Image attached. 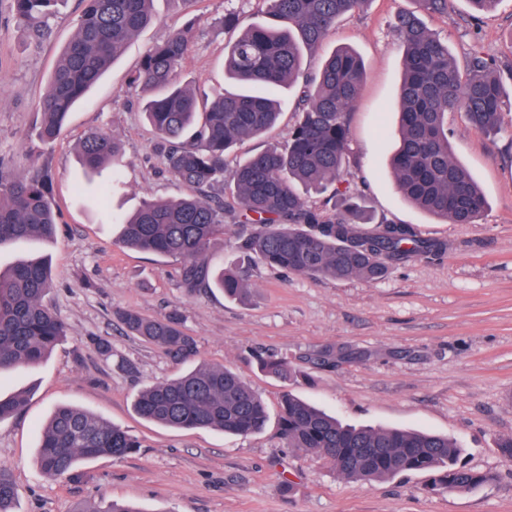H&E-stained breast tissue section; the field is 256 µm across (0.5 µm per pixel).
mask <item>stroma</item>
Here are the masks:
<instances>
[{
  "label": "stroma",
  "instance_id": "1",
  "mask_svg": "<svg viewBox=\"0 0 512 512\" xmlns=\"http://www.w3.org/2000/svg\"><path fill=\"white\" fill-rule=\"evenodd\" d=\"M261 7V0H200L180 84L210 94L233 90L224 75L228 37L218 20L234 9L244 23H259ZM414 7L413 0H371L364 13L338 22L304 64L316 67L341 46L362 57L366 73L349 116L346 182L376 219L412 225L422 237L447 241L449 251L394 266L376 282L314 278L255 258L240 267L247 296L232 301L215 288L187 291L179 260L116 244L91 193L76 191L85 181L78 142L97 129L123 146L114 209L186 194L164 170L142 112L146 92L128 82L142 57L185 24L179 0H154L156 22L133 37L47 147L29 133L75 33L79 0L61 10L51 38L39 45L17 21L11 0H0V162L16 172L45 168L59 208L56 238L0 251V267L29 253L49 257L47 301L68 328L67 339L38 365L0 373V396L26 397L22 411L0 423V471L18 489L12 512H75L87 502L115 500L141 512H512V462L497 448L499 438L512 436V111H503L501 130L491 136L472 130L462 113L448 115L452 156L488 200L479 221L452 224L403 199L388 167L403 69L391 21L397 10ZM426 24L447 39L457 62L476 48L512 59V0L476 20L466 0H452L447 15L427 17ZM129 309L149 316L179 311L196 340L197 360L232 369L261 394L265 428L235 437L138 417V392L192 363L128 335L117 314ZM101 342L111 357L100 355ZM325 352L331 362L315 364ZM266 357L287 358L305 372L290 388L341 421L448 436L462 450L460 464L492 474V481L466 492H434L425 472L366 483L342 478L325 460L287 446L278 418L288 387L260 371ZM62 404L124 427L140 448L45 478L36 466L40 427Z\"/></svg>",
  "mask_w": 512,
  "mask_h": 512
}]
</instances>
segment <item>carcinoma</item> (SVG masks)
Listing matches in <instances>:
<instances>
[{
	"label": "carcinoma",
	"mask_w": 512,
	"mask_h": 512,
	"mask_svg": "<svg viewBox=\"0 0 512 512\" xmlns=\"http://www.w3.org/2000/svg\"><path fill=\"white\" fill-rule=\"evenodd\" d=\"M64 0H12L17 19L35 42L51 32L50 20ZM265 21L241 27L239 15L224 13L220 24L233 36L224 55L228 78L251 88L213 99L176 81L199 16L141 60L129 84L154 93L145 116L159 138L168 173L189 188L170 200L147 201L128 216H109L120 226L115 242L127 248L183 262L182 283L189 291L218 288L229 299L248 292L238 271L211 270V241L236 224L235 248L243 256L314 277H359L375 281L393 265L415 257H435L447 243L420 237L409 224L373 223L362 197L342 183L348 157V122L364 82L359 55L340 47L315 69L304 68L305 52L319 47L344 16L363 10L369 0H263ZM416 11L401 10L391 27L404 50L400 87L398 146L390 165L396 186L418 209L453 224H473L488 208L470 173L452 156L448 113L459 111L477 133L500 128L512 92V64L500 65L473 51L464 66L452 58L448 42L432 33L421 14L446 15L450 0H415ZM74 38L62 50L41 102L34 136L55 140L76 104L98 83L128 41L155 21L153 0H80ZM283 86L300 89L296 121L286 143H270L247 155L232 170L231 148L267 134L280 116L274 93ZM84 167L91 173L112 166L113 179L97 187L100 200L112 195L119 174L121 147L100 130L80 140ZM41 168L14 173L0 166V249L31 238L51 240L57 220ZM220 187L234 199L228 205L214 193ZM329 193V210L309 204L304 192ZM51 288L48 260L38 257L0 270V372L40 363L67 336L65 323L45 304ZM127 330L167 355L187 359L196 343L172 312L149 317L126 311ZM271 376L294 379L284 358H262ZM22 394L0 398V422L16 416ZM143 419L178 429H216L248 436L263 429L268 415L260 394L223 366L201 364L172 379L144 387L134 400ZM279 425L288 447L326 460L345 479L371 482L400 473L432 474V489L464 491L490 476L459 464L462 449L443 435L341 423L287 391L280 401ZM140 447L136 436L72 405L58 407L43 429L37 453L42 475L59 479L81 460L123 458ZM16 489L0 472V512H11ZM75 512H140L130 503L81 506Z\"/></svg>",
	"instance_id": "obj_1"
}]
</instances>
